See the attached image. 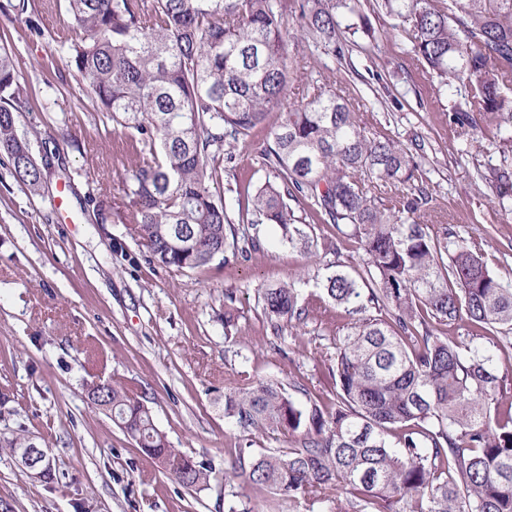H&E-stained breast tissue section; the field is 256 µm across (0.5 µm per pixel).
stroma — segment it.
<instances>
[{"label":"stroma","instance_id":"1","mask_svg":"<svg viewBox=\"0 0 512 512\" xmlns=\"http://www.w3.org/2000/svg\"><path fill=\"white\" fill-rule=\"evenodd\" d=\"M33 21L39 32H31ZM33 21L0 13V34L9 37L34 106L21 114L18 133L37 157L60 128L71 137L60 142L61 157L45 169L37 195L14 179L0 155V438H35L53 457L55 477L34 481L11 449L0 447V498L14 512H227L223 479L197 492L180 486L91 405L89 383L117 378L145 392L171 447L223 470L236 442L219 402L225 386L273 378L296 385L303 405L332 396L328 358L337 327L351 321L335 306L276 339L258 289L288 282L307 298L321 290L323 265L352 274L364 252L350 241L338 254L326 253L322 245L335 230L318 222L306 227L315 241L308 252L280 243L277 229L264 225V250L250 260L186 271L150 263L132 227L118 218L138 163L131 134L103 123L54 41L63 29L79 36L66 0L40 7ZM338 21L343 58L311 42L296 43L295 52L355 101L369 123L413 146L417 181L432 195L424 217L432 236L466 244L512 285V200L491 203L481 178L511 165L512 152L498 148L492 128L472 140L455 136L453 98L415 60L402 19L373 13L364 22L343 10ZM269 139V128H259L237 147L232 164L239 177L265 179L261 152ZM66 183L69 209L62 212L51 198ZM90 195L104 201L105 218L86 204ZM228 293L238 309L229 338ZM447 336L488 350L498 373H512V345L492 343L464 321Z\"/></svg>","mask_w":512,"mask_h":512}]
</instances>
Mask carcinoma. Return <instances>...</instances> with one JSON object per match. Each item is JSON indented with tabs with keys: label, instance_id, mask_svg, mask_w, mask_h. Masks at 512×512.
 <instances>
[{
	"label": "carcinoma",
	"instance_id": "obj_1",
	"mask_svg": "<svg viewBox=\"0 0 512 512\" xmlns=\"http://www.w3.org/2000/svg\"><path fill=\"white\" fill-rule=\"evenodd\" d=\"M361 0H67L78 41L60 39L95 111L133 132L139 163L120 219L133 226L150 261L176 271L216 258L248 260L261 249L245 225L272 224L282 242L309 244L304 224L319 219L337 242L359 241L358 277L329 272L323 293L301 303L288 284L258 290L276 338L328 306L359 315L330 356L335 401L299 405L283 383L257 379L224 387V419L237 448L224 480L290 505L329 512H512V395L492 356L462 349L434 326L467 319L488 335L512 326V288L465 246L444 261L448 243L428 225L423 188L385 203L382 190L415 179L414 155L361 118L327 78L308 76L291 54L301 33L342 57L334 36L339 10ZM16 17L35 0H7ZM372 11L410 24L411 52L432 78L454 90L455 132L472 138L493 127L512 152V0H373ZM298 96L283 110L288 88ZM33 111L12 57L0 44V154L13 177L40 191L55 139L37 163L19 137L20 113ZM278 116L262 150L265 181L224 186V159ZM481 177L494 198L512 200V167ZM236 192L233 220L225 192ZM368 286L359 303V284ZM235 298L224 295L225 336L236 326ZM88 397L182 487L210 485L215 468L172 448L145 398L114 379ZM279 448L254 453V439Z\"/></svg>",
	"mask_w": 512,
	"mask_h": 512
}]
</instances>
